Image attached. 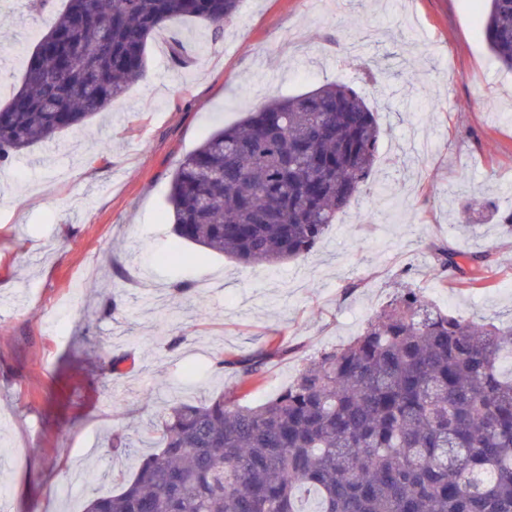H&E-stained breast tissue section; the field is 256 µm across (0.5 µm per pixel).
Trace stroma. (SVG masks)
I'll return each instance as SVG.
<instances>
[{
  "mask_svg": "<svg viewBox=\"0 0 512 512\" xmlns=\"http://www.w3.org/2000/svg\"><path fill=\"white\" fill-rule=\"evenodd\" d=\"M482 0H243L211 39L192 19L148 43L145 78L105 116L0 169V512H82L118 490L177 400L234 390L217 354L282 345L247 397H274L411 288L467 320L512 322V236L468 227L478 194L512 211V71L488 51ZM49 18L0 0V103ZM180 39L190 65L176 63ZM362 92L383 130L375 172L307 258L245 266L180 242L179 163L272 97ZM490 253L489 288L439 282L434 250ZM182 278L196 288L171 294ZM116 309L104 314L103 304ZM111 350L118 372L102 363ZM127 436L125 451L110 435Z\"/></svg>",
  "mask_w": 512,
  "mask_h": 512,
  "instance_id": "35a3bbf8",
  "label": "stroma"
}]
</instances>
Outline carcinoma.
Returning <instances> with one entry per match:
<instances>
[{
    "mask_svg": "<svg viewBox=\"0 0 512 512\" xmlns=\"http://www.w3.org/2000/svg\"><path fill=\"white\" fill-rule=\"evenodd\" d=\"M480 20L512 70V0ZM242 0H68L0 106V166L78 128L146 74L151 36L191 18L214 36ZM382 129L346 84L270 99L208 136L179 164L167 206L176 235L244 265L307 257L369 180ZM512 234V212L466 203ZM470 271L444 249L434 273L487 288L490 254ZM278 345L218 357L237 390L174 403L162 446L118 492L84 512H512V323L473 322L400 294L349 343L308 363L276 397L248 391Z\"/></svg>",
    "mask_w": 512,
    "mask_h": 512,
    "instance_id": "carcinoma-1",
    "label": "carcinoma"
}]
</instances>
